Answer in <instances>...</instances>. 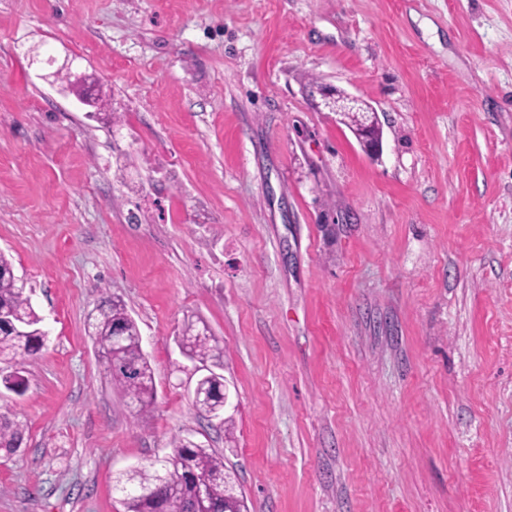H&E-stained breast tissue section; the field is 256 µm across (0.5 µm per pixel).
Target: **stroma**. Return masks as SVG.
<instances>
[{"label": "stroma", "instance_id": "1", "mask_svg": "<svg viewBox=\"0 0 512 512\" xmlns=\"http://www.w3.org/2000/svg\"><path fill=\"white\" fill-rule=\"evenodd\" d=\"M0 251L49 331L0 387V512H124L115 477L177 436L251 512H512V0H0ZM107 294L145 415L89 335ZM324 106L325 108H329L332 112H349L353 110L357 104H359V99L353 96H342L341 98H337L334 100L332 98V94L330 92L324 93L323 96ZM360 112H368L367 108L360 107L356 111H352L347 113L348 115L351 113L352 116L349 118L353 123V126L356 127L361 120L363 119V115ZM116 328L123 334L118 345L113 344ZM92 329L98 350L108 360L107 368L112 382L135 404L138 414L147 412L156 393L153 370L143 352L138 325L128 314L122 300L103 298ZM198 323H202V327L205 325L201 321H193L192 318H187L182 327L181 340H183L191 359L201 365L221 369L223 367L224 348L213 336H199L202 327ZM224 377L218 372H211L208 376L201 377L197 383L198 392H202V397L196 402H192L193 408L199 413H210L215 410L216 404L224 393V408L228 404L229 393ZM24 434L25 427L21 421L0 415V450L12 454L20 448Z\"/></svg>", "mask_w": 512, "mask_h": 512}]
</instances>
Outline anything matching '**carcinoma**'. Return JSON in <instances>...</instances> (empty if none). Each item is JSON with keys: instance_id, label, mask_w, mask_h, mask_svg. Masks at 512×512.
I'll return each instance as SVG.
<instances>
[{"instance_id": "cac0c4a2", "label": "carcinoma", "mask_w": 512, "mask_h": 512, "mask_svg": "<svg viewBox=\"0 0 512 512\" xmlns=\"http://www.w3.org/2000/svg\"><path fill=\"white\" fill-rule=\"evenodd\" d=\"M117 328L123 337L115 345L113 333ZM92 329L98 350L107 358L112 382L135 404L137 413L147 412L155 399L153 370L143 352L138 325L122 300L103 298ZM200 331L198 322L184 320L181 340L189 356L215 368L196 383L202 397L192 406L203 414L215 410L224 393V377L218 373L223 367L224 348L215 337L202 336ZM46 337L42 318L26 289L18 284L12 261L0 252V356L22 365L43 346ZM0 383L18 395L26 390L18 369L1 376ZM24 434L22 422L0 415V450L15 452ZM201 477L208 480L202 495L196 483ZM116 483L126 512H249L236 475L224 466V455L188 437L174 439L166 456L117 478Z\"/></svg>"}]
</instances>
